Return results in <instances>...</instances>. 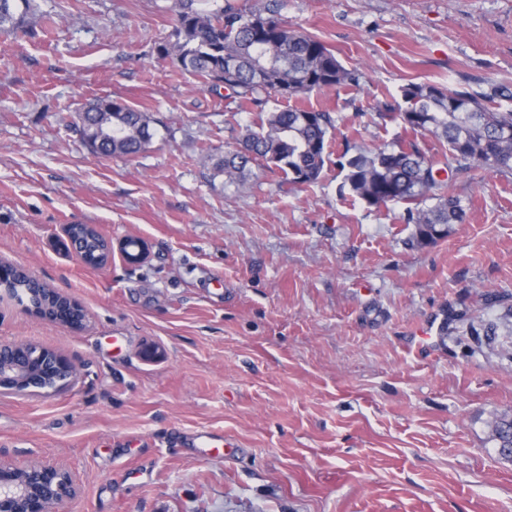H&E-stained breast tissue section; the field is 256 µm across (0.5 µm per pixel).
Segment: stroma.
<instances>
[{"mask_svg": "<svg viewBox=\"0 0 512 512\" xmlns=\"http://www.w3.org/2000/svg\"><path fill=\"white\" fill-rule=\"evenodd\" d=\"M42 32L0 34V259L79 303L83 328L0 293V342L81 368L49 396L0 397V458L64 465L61 512H512V170H448L466 215L410 245L405 206L343 191V153L417 139L383 120L408 83L512 110V0H278L281 17L360 72L309 95L337 131L317 183L214 164L257 111L156 54L175 0H37ZM110 97L147 113L133 157L75 131ZM139 238L136 266L92 269L61 233ZM239 440L233 459L192 435Z\"/></svg>", "mask_w": 512, "mask_h": 512, "instance_id": "35a3bbf8", "label": "stroma"}]
</instances>
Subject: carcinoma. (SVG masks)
<instances>
[{
  "label": "carcinoma",
  "mask_w": 512,
  "mask_h": 512,
  "mask_svg": "<svg viewBox=\"0 0 512 512\" xmlns=\"http://www.w3.org/2000/svg\"><path fill=\"white\" fill-rule=\"evenodd\" d=\"M171 39L157 47V56L210 87H224L239 103L263 106L262 95L287 100L324 89L355 86L360 75L346 68L318 39L288 25L276 0L242 10L231 0L198 7V0H176ZM36 0H0V31L35 33ZM404 107L395 114L413 134L428 133L443 147L442 158H429L417 142L397 140L383 147H363L340 162L343 186L370 206L407 204L404 220L414 225L412 242L434 243L463 221L464 208L454 197L438 196V176L455 166L497 170L512 165V111L500 112L466 92L435 85L402 87ZM76 125L81 143L99 158L133 157L153 139L151 120L125 102L98 98L83 110ZM336 130L326 111L293 104L260 115L246 129L239 150L224 153L215 174L229 183L243 181L250 163L263 160L292 185L317 182L329 159L327 144ZM434 204H429V201ZM499 447L512 442V418L495 421Z\"/></svg>",
  "instance_id": "carcinoma-1"
}]
</instances>
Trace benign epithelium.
Wrapping results in <instances>:
<instances>
[{"label": "benign epithelium", "instance_id": "benign-epithelium-1", "mask_svg": "<svg viewBox=\"0 0 512 512\" xmlns=\"http://www.w3.org/2000/svg\"><path fill=\"white\" fill-rule=\"evenodd\" d=\"M76 224H66L62 232L82 262L91 268L105 266L112 257V242L104 239V260H89L84 243L75 237ZM118 249L129 264L142 262L146 244L137 239L119 241ZM57 320L73 327L85 324V311L71 299L56 308ZM79 371L72 360L53 350L33 343H0V395L39 394L73 388ZM24 473L21 486L14 484L18 472ZM76 486L70 472L63 466L35 464L22 470L0 461V512H55L60 505L74 498Z\"/></svg>", "mask_w": 512, "mask_h": 512}]
</instances>
